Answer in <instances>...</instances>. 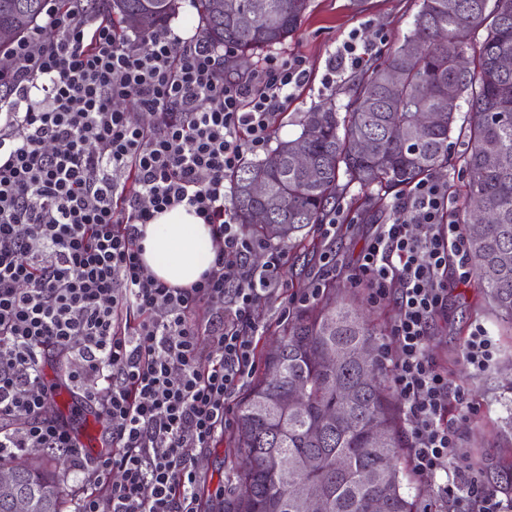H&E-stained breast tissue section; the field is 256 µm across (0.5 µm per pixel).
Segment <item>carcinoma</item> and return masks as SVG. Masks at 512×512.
I'll use <instances>...</instances> for the list:
<instances>
[{
	"mask_svg": "<svg viewBox=\"0 0 512 512\" xmlns=\"http://www.w3.org/2000/svg\"><path fill=\"white\" fill-rule=\"evenodd\" d=\"M48 0H0V27L16 37L39 24ZM203 36L241 56L284 44L300 27L310 0H194ZM179 0H107L106 17L120 31L170 21ZM486 36L474 43L480 29ZM473 52L474 69L455 66ZM512 0H421L413 29L384 63L353 85L345 115L320 106L300 135L278 140L263 159L231 175L237 222L251 234L294 248L303 231L321 224L339 190L353 184L383 202L426 175L453 166L449 139L461 101L473 110L459 160L479 174L468 184L458 223L469 224L483 202L495 218L468 238L484 300L512 331ZM420 110L437 112L430 128L415 126ZM316 166L309 176L296 155ZM268 185L252 192L255 180ZM267 212L258 224L254 215ZM376 334L343 303H326L288 324L265 360L264 376L243 397L237 415L239 490L228 512H302L301 497L320 491L324 512H417L416 488L404 459L405 437L376 354ZM373 351L370 359L361 357ZM6 467L0 465V470ZM21 472L29 512H62L60 489L41 465Z\"/></svg>",
	"mask_w": 512,
	"mask_h": 512,
	"instance_id": "obj_1",
	"label": "carcinoma"
}]
</instances>
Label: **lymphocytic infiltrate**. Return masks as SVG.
Segmentation results:
<instances>
[{
    "mask_svg": "<svg viewBox=\"0 0 512 512\" xmlns=\"http://www.w3.org/2000/svg\"><path fill=\"white\" fill-rule=\"evenodd\" d=\"M11 54L0 77V461L65 450L84 481L71 512H198L195 456L223 434L253 371L254 315L279 299L286 260L236 223L228 178L266 150L304 64L272 53L228 77L223 50L202 34L163 25L122 35L91 0H48ZM179 205L211 224L216 248L188 288L150 274L139 244L155 214ZM394 210L352 280L372 301L397 302L391 379L412 469L437 482L450 512H512L511 493L452 469L460 437L448 411L469 408L468 392L427 350L448 266L473 275L467 240L434 177ZM49 362L66 368L63 384L45 379ZM61 386L105 421L99 458L53 411Z\"/></svg>",
    "mask_w": 512,
    "mask_h": 512,
    "instance_id": "obj_1",
    "label": "lymphocytic infiltrate"
}]
</instances>
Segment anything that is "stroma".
I'll use <instances>...</instances> for the list:
<instances>
[{"label": "stroma", "mask_w": 512, "mask_h": 512, "mask_svg": "<svg viewBox=\"0 0 512 512\" xmlns=\"http://www.w3.org/2000/svg\"><path fill=\"white\" fill-rule=\"evenodd\" d=\"M419 5L420 0H310L300 29L279 48L280 53L303 61L307 79L295 90L287 109L277 116L271 138L297 137L304 113L317 105L344 107L348 88L361 72L346 66L334 81H327L337 49L351 35H358L371 48L367 66L378 65L409 33ZM333 211L341 225L335 238L325 239L315 226L301 246L289 250L280 273L283 294L292 297L314 279L327 276L348 303L364 309L381 342H390L393 303L372 302L368 288L353 284L350 273L367 239L393 216V205H373L353 185L338 198ZM327 251L336 256V266L329 272L321 262ZM446 280L448 304L431 330L428 350L447 371L451 383H464L468 389L471 410L466 417L455 420L460 436L455 467L464 474H478L483 482L507 488L512 486V473L502 469L501 460L512 456V427L507 424L512 416V339L500 335L498 320L480 297L475 282L459 284L451 273ZM478 324L493 336L497 356L485 373L474 377L462 353L467 337ZM238 461L236 429L232 426L217 444L197 454L196 469L205 492L202 512H224V503L237 484Z\"/></svg>", "instance_id": "35a3bbf8"}]
</instances>
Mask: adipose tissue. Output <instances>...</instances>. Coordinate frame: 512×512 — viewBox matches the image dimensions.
<instances>
[{
    "instance_id": "adipose-tissue-1",
    "label": "adipose tissue",
    "mask_w": 512,
    "mask_h": 512,
    "mask_svg": "<svg viewBox=\"0 0 512 512\" xmlns=\"http://www.w3.org/2000/svg\"><path fill=\"white\" fill-rule=\"evenodd\" d=\"M141 245L148 270L178 287L196 283L215 257L210 225L182 205L156 214L144 227Z\"/></svg>"
}]
</instances>
